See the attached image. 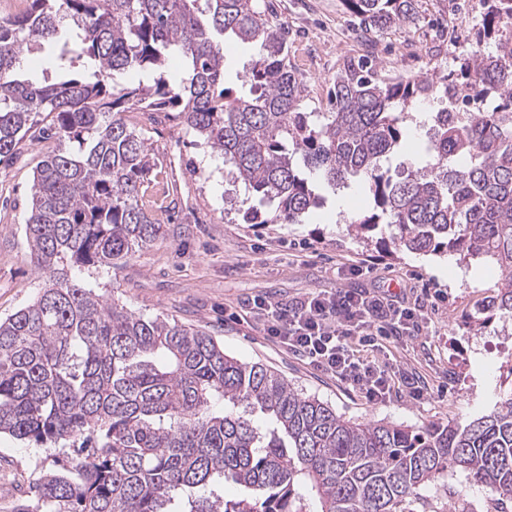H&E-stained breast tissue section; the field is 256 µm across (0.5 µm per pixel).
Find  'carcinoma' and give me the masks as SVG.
I'll return each mask as SVG.
<instances>
[{
  "label": "carcinoma",
  "mask_w": 512,
  "mask_h": 512,
  "mask_svg": "<svg viewBox=\"0 0 512 512\" xmlns=\"http://www.w3.org/2000/svg\"><path fill=\"white\" fill-rule=\"evenodd\" d=\"M255 2L29 0L0 21V164L55 143L25 221L43 286L0 320V435L63 455L31 497L48 512H306L308 483L320 512H413L422 489L460 470L512 501V391L465 424L353 423L205 331L68 275L120 267L162 236L140 204L156 163L123 113L176 105L234 180L275 204L246 223L300 224L322 190L356 185L373 206L355 230L385 224L401 251L491 261L502 275L491 308L512 317V0H484L455 71L385 79L359 63L336 75L327 112L303 111L285 29ZM346 3L364 34L414 15V0ZM228 37L252 50L246 96L224 87ZM46 46L58 79H19L22 52ZM458 88L493 110L427 113L425 157L389 175L412 111Z\"/></svg>",
  "instance_id": "obj_1"
}]
</instances>
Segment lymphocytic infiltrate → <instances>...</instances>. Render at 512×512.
Masks as SVG:
<instances>
[{"instance_id":"1","label":"lymphocytic infiltrate","mask_w":512,"mask_h":512,"mask_svg":"<svg viewBox=\"0 0 512 512\" xmlns=\"http://www.w3.org/2000/svg\"><path fill=\"white\" fill-rule=\"evenodd\" d=\"M252 310L276 344L302 357L316 369L358 388L369 401H386L394 390L393 370L357 355L354 345L372 327L402 338L417 326V310L398 295L353 289L314 293L284 306L269 301Z\"/></svg>"}]
</instances>
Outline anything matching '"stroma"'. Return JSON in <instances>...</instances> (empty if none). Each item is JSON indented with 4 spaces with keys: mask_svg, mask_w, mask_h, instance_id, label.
<instances>
[{
    "mask_svg": "<svg viewBox=\"0 0 512 512\" xmlns=\"http://www.w3.org/2000/svg\"><path fill=\"white\" fill-rule=\"evenodd\" d=\"M288 29V61L302 75L305 111H328L327 92L346 61L376 58L381 75L414 78L450 70L475 41L485 12L482 0H416L412 22L373 31L368 42H348L354 16L344 0H258ZM145 138L156 166L150 184L169 207L163 239L115 269H89L82 283L149 318L174 319L223 343L246 363H261L303 392L327 402L356 423L390 422L412 428L466 421L512 391V318L486 312L479 302L496 296L498 271L484 262L450 255L396 250L389 231L364 243L348 222L369 208L366 194L350 189L327 194L324 206L300 224H247L255 206L233 182L221 156L211 152L177 110L126 113ZM48 142L25 145L0 166V318L35 299L43 278L25 237L33 174ZM366 262L362 275L348 267ZM392 289L420 307L414 337L388 339L382 349L358 346L360 356L389 359L399 379L390 399L364 394L319 372L277 346L254 318V301L292 304L313 292ZM425 386L410 398L404 377ZM54 449L0 435V471L22 485L55 469ZM432 512H494L485 489L462 473L423 489Z\"/></svg>",
    "mask_w": 512,
    "mask_h": 512,
    "instance_id": "35a3bbf8",
    "label": "stroma"
}]
</instances>
